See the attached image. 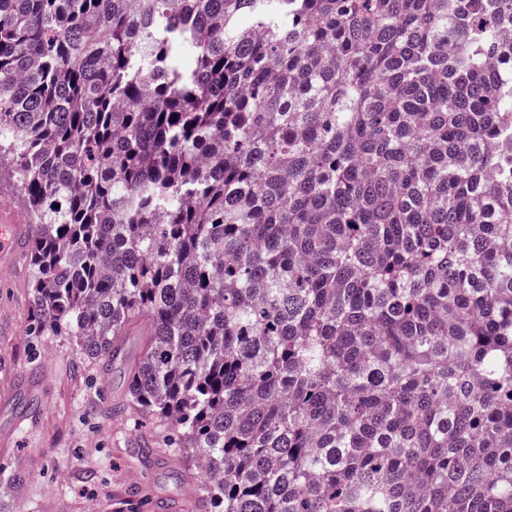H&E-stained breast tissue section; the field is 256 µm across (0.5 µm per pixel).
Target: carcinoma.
I'll use <instances>...</instances> for the list:
<instances>
[{"label": "carcinoma", "mask_w": 512, "mask_h": 512, "mask_svg": "<svg viewBox=\"0 0 512 512\" xmlns=\"http://www.w3.org/2000/svg\"><path fill=\"white\" fill-rule=\"evenodd\" d=\"M512 0H0L32 329L193 512H512Z\"/></svg>", "instance_id": "carcinoma-1"}]
</instances>
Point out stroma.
Here are the masks:
<instances>
[{
    "mask_svg": "<svg viewBox=\"0 0 512 512\" xmlns=\"http://www.w3.org/2000/svg\"><path fill=\"white\" fill-rule=\"evenodd\" d=\"M28 281L22 252L0 283V512H191V461L173 452L167 424L126 403L138 337L106 364L69 337L34 333Z\"/></svg>",
    "mask_w": 512,
    "mask_h": 512,
    "instance_id": "stroma-1",
    "label": "stroma"
}]
</instances>
